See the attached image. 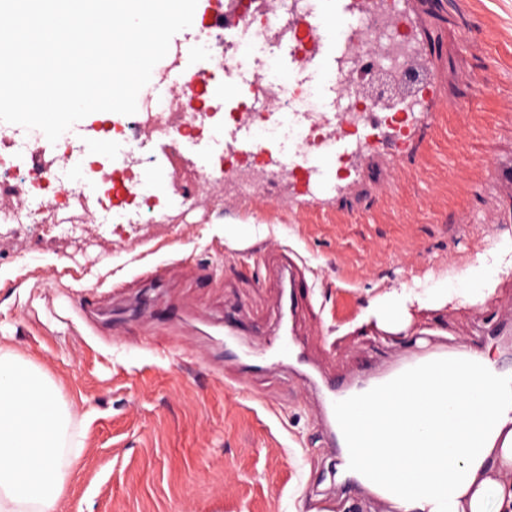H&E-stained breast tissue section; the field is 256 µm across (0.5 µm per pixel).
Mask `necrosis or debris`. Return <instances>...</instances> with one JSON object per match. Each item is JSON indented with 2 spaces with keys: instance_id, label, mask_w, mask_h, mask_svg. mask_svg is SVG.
Listing matches in <instances>:
<instances>
[{
  "instance_id": "1",
  "label": "necrosis or debris",
  "mask_w": 512,
  "mask_h": 512,
  "mask_svg": "<svg viewBox=\"0 0 512 512\" xmlns=\"http://www.w3.org/2000/svg\"><path fill=\"white\" fill-rule=\"evenodd\" d=\"M210 18L187 40L200 70L184 76L169 68L164 89L137 102V111L123 116L118 139L106 147L64 133L49 142L37 129L0 121V223L20 228L49 225L55 236L78 239L83 225L167 224L170 207L187 212L199 205L196 192L211 190L214 206L225 197L251 198L268 183L266 170L254 168L255 158L267 152V140L293 141L297 156L309 159L333 145L328 131L336 120L345 127L365 122L367 109L340 76L328 87L320 83L282 84L273 73L268 32L279 20L292 19L288 47L300 67H308L323 49L314 28L320 18L315 0H275L270 13H257L251 0H210ZM387 0H371L367 12L334 37L341 69L356 67L360 78L376 79L379 62L371 49L376 35L391 19ZM237 30L259 54L253 69V94L245 101L226 95L234 86L239 63L229 48L228 32ZM245 126H262L266 140L257 141L238 167H226L222 155L225 117ZM165 142L166 162L157 165L150 144ZM207 144L216 159L208 168L186 166L187 148ZM161 186L160 201L143 191L144 177Z\"/></svg>"
}]
</instances>
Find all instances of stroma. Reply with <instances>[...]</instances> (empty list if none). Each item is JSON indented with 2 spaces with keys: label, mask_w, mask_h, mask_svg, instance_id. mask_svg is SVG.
Returning a JSON list of instances; mask_svg holds the SVG:
<instances>
[{
  "label": "stroma",
  "mask_w": 512,
  "mask_h": 512,
  "mask_svg": "<svg viewBox=\"0 0 512 512\" xmlns=\"http://www.w3.org/2000/svg\"><path fill=\"white\" fill-rule=\"evenodd\" d=\"M395 11L430 90L405 126L370 122L318 154L332 196L289 175L165 231L123 225L106 240L47 245L0 236V346L88 412L72 423L84 445L66 460L65 512H309L323 496L336 512H394L334 480L336 452L302 377L390 365L425 335L512 370L498 341L512 334V194L491 171L512 166V0H395ZM334 57L325 46L302 72L283 47L276 68L285 82L323 81ZM277 244L312 283L294 310L304 365L271 351L283 324L271 305ZM477 266L498 279L484 302L415 309L397 331L364 319L390 289H462ZM191 349L242 371L255 397Z\"/></svg>",
  "instance_id": "1"
}]
</instances>
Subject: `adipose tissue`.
Returning <instances> with one entry per match:
<instances>
[{"instance_id": "1", "label": "adipose tissue", "mask_w": 512, "mask_h": 512, "mask_svg": "<svg viewBox=\"0 0 512 512\" xmlns=\"http://www.w3.org/2000/svg\"><path fill=\"white\" fill-rule=\"evenodd\" d=\"M448 287L426 299L413 288H396L376 300L367 318L395 328L409 306L438 309L455 298ZM77 408L62 402L53 382L31 362L0 348V512H60L69 473L63 464L68 428ZM456 512H512V484L485 477L463 484Z\"/></svg>"}]
</instances>
